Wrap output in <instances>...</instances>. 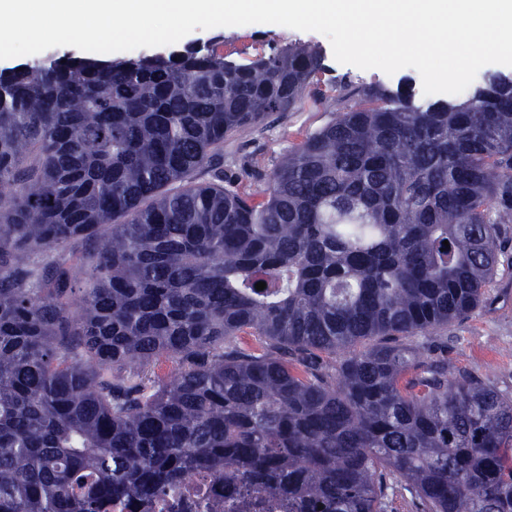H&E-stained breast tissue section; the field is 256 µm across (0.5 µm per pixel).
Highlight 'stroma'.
Returning a JSON list of instances; mask_svg holds the SVG:
<instances>
[{
  "instance_id": "1",
  "label": "stroma",
  "mask_w": 512,
  "mask_h": 512,
  "mask_svg": "<svg viewBox=\"0 0 512 512\" xmlns=\"http://www.w3.org/2000/svg\"><path fill=\"white\" fill-rule=\"evenodd\" d=\"M223 38L224 53L243 61L288 42L301 41L319 46L324 53L326 71L323 91L336 84H381L390 89L410 83L421 87L417 70L406 67L394 74L378 69H361L335 60L329 39L314 31L256 23L196 30L186 35L185 43ZM339 109L334 101L305 98L292 112L272 116L246 127L224 142V170L229 177L247 185L255 195H263L272 170L303 139L332 120ZM403 344L424 346L447 359L456 371L474 374L499 388L512 392V281L497 283L488 291L486 305L468 318L439 327L428 336H406Z\"/></svg>"
}]
</instances>
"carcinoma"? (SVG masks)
<instances>
[{"mask_svg":"<svg viewBox=\"0 0 512 512\" xmlns=\"http://www.w3.org/2000/svg\"><path fill=\"white\" fill-rule=\"evenodd\" d=\"M220 43L0 70V512H102L200 469L295 512L400 489L512 512V395L396 342L512 269V77L420 104L343 85L258 200L224 140L322 100V53Z\"/></svg>","mask_w":512,"mask_h":512,"instance_id":"cac0c4a2","label":"carcinoma"}]
</instances>
